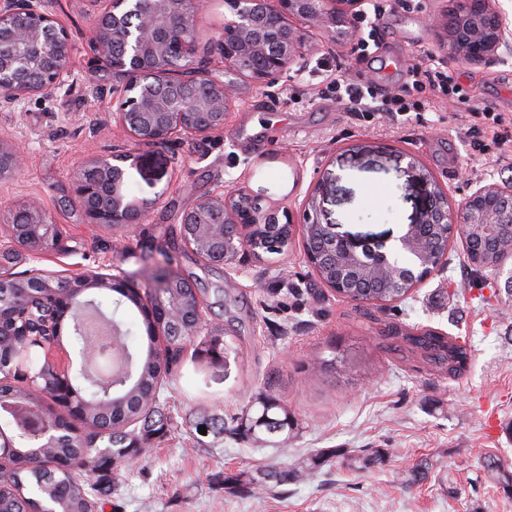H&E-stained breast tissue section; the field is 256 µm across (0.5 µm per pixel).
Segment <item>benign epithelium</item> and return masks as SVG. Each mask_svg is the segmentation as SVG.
<instances>
[{"label":"benign epithelium","mask_w":512,"mask_h":512,"mask_svg":"<svg viewBox=\"0 0 512 512\" xmlns=\"http://www.w3.org/2000/svg\"><path fill=\"white\" fill-rule=\"evenodd\" d=\"M475 0H464L455 23L442 17L431 19L438 30L441 46L449 61L483 63L502 53H512V18L503 9L480 0L483 20L471 13ZM230 16L224 18V36L210 43V53L224 60L225 70L265 83L271 76L289 67L302 46L300 32L290 20L300 17L327 31L337 30L344 37L354 35V23L361 12L362 0H225ZM202 10L200 0H110L109 6L93 23L88 49L93 58L112 73V118L137 143L150 146L167 143L180 136L205 135L224 127L231 107V86L206 77L193 67L198 53L196 27ZM72 44L68 28L49 9L47 0H0V106L13 107L24 100L51 89H61L73 79ZM24 161L17 149L0 137V176L20 171ZM87 165L99 171L96 182H88L78 174L72 180V191L81 200L85 224H140L146 206L133 204L122 192L115 178L118 167L106 156H92ZM425 197L418 220L403 236L388 246L369 239H352L336 235L331 225H324L327 237L339 245L348 260L341 274L354 269L365 254H381L388 259V269L397 279V287L413 289L438 271V265L424 261L426 247L415 228L421 224H447L450 237L468 242L472 224H497L512 229V185L487 183L472 191L454 213L439 207L438 199L446 196L441 185L414 161ZM239 190H222L200 198L181 219L183 238L205 261L210 250L198 245L197 235H188L192 224L210 228L208 244L224 239L222 224H239L248 229L252 224H277V212L259 214L254 205L245 208ZM25 234L18 236L8 229L0 237V288H16L8 258L25 242L29 245L28 275L47 278L48 288L40 305L33 307L13 295L15 312L27 317L36 312L38 319L23 324L18 335L20 351L41 349L50 367L60 375H69L67 366L50 356V344L44 336L56 333L55 300L57 288H110L121 281L125 292L141 297L140 288L128 279L111 273L106 267L72 275L47 273L37 267L47 256L66 252L63 233L47 216L38 202L25 205ZM182 280L174 274L156 277L149 289L146 310L152 319L184 318L202 327L204 308L196 303L189 313L165 304ZM28 420V427L41 438L55 431L38 409Z\"/></svg>","instance_id":"benign-epithelium-1"}]
</instances>
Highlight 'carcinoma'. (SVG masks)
<instances>
[{
  "mask_svg": "<svg viewBox=\"0 0 512 512\" xmlns=\"http://www.w3.org/2000/svg\"><path fill=\"white\" fill-rule=\"evenodd\" d=\"M287 224H258L248 234L252 254L283 255L291 242ZM327 273L324 280L339 274L342 251L335 245L326 250ZM356 273L365 287L343 289V298L356 302H394L407 298V290L390 287L391 280L383 259L369 256ZM58 324L73 313V295L57 292ZM90 314L82 315L81 324L72 325L73 337L83 352L101 346L116 348L123 358L110 377H100L92 365L84 363L71 376L80 401L69 413L44 406L41 412L51 417L53 426L60 429V439L52 447L41 440L17 432L15 444L4 457L9 476L0 481V512H45L53 505L58 512H98V497L112 495L110 473L121 463L132 461L144 449V438L158 432L156 425L162 417L159 396L167 376L173 373L187 343L197 340L195 354L222 365L227 361L231 346L224 334L208 332L195 338L180 329V335L165 337L168 347L161 354L152 346L142 355L122 333L113 313L96 301L88 307ZM11 298L0 296V426L11 430L28 415L33 398L28 385L12 373L16 366L19 337L15 336ZM382 335L399 341L402 346L424 361L458 379L467 370L469 352L451 336L425 329L416 333L396 325H388ZM279 404L273 397L261 402L254 425L269 434L288 429V416L277 412ZM89 472L95 481H85L81 474Z\"/></svg>",
  "mask_w": 512,
  "mask_h": 512,
  "instance_id": "obj_1",
  "label": "carcinoma"
}]
</instances>
